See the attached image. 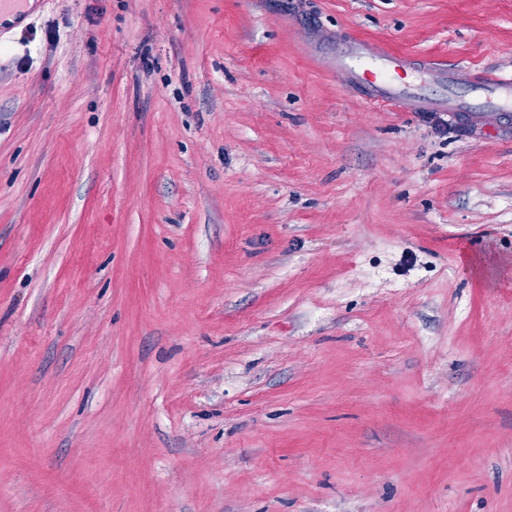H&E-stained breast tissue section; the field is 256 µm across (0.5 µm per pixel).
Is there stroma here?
<instances>
[{
    "instance_id": "stroma-1",
    "label": "stroma",
    "mask_w": 512,
    "mask_h": 512,
    "mask_svg": "<svg viewBox=\"0 0 512 512\" xmlns=\"http://www.w3.org/2000/svg\"><path fill=\"white\" fill-rule=\"evenodd\" d=\"M0 32V512H512V0H33ZM408 67L405 56L376 47L363 41H352L336 58L339 71H349L369 85L373 91L370 101L381 107L399 112L442 110L470 112L483 118L491 112L512 107V74L485 70H470L464 82L469 87L465 97L453 94L456 72L435 62L420 64L430 78L448 85V97L433 99L419 93L401 79Z\"/></svg>"
}]
</instances>
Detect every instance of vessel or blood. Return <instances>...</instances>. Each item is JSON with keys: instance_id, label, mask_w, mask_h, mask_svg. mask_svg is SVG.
I'll return each instance as SVG.
<instances>
[{"instance_id": "vessel-or-blood-1", "label": "vessel or blood", "mask_w": 512, "mask_h": 512, "mask_svg": "<svg viewBox=\"0 0 512 512\" xmlns=\"http://www.w3.org/2000/svg\"><path fill=\"white\" fill-rule=\"evenodd\" d=\"M408 60L405 56L363 41L349 43L336 59L341 71L354 73L372 89L374 104L399 112L448 110L470 112L482 118L489 113L512 107V74L485 70L468 71L467 96L448 95L433 99L401 81Z\"/></svg>"}]
</instances>
